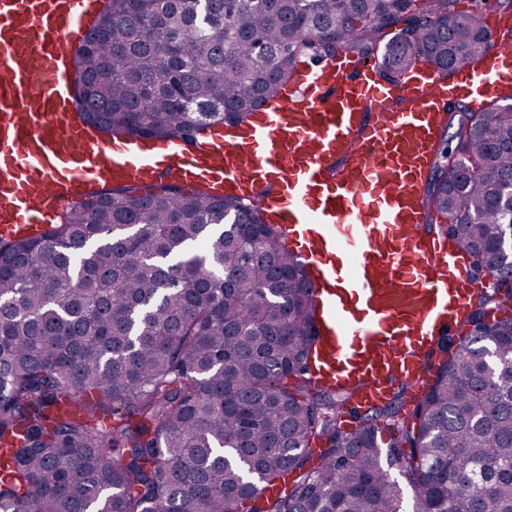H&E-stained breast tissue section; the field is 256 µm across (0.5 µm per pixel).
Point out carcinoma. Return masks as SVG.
Segmentation results:
<instances>
[{
  "instance_id": "carcinoma-1",
  "label": "carcinoma",
  "mask_w": 512,
  "mask_h": 512,
  "mask_svg": "<svg viewBox=\"0 0 512 512\" xmlns=\"http://www.w3.org/2000/svg\"><path fill=\"white\" fill-rule=\"evenodd\" d=\"M451 2L110 0L74 65L100 132L193 144L308 51L389 81L476 61L484 17ZM461 113L424 208L496 287L409 414L406 383L372 409L312 384V285L265 190L117 182L0 240V512H404L402 482L412 512H512V107Z\"/></svg>"
}]
</instances>
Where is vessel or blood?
Here are the masks:
<instances>
[{
	"mask_svg": "<svg viewBox=\"0 0 512 512\" xmlns=\"http://www.w3.org/2000/svg\"><path fill=\"white\" fill-rule=\"evenodd\" d=\"M97 17L94 0H0V239L40 232L62 202L112 179L148 183L164 171L241 196L267 190L320 303L314 382L357 388L365 408L399 382L422 391L435 336L458 331L494 282L425 224V177L451 105L481 112L512 95V17L493 16L494 47L450 79L424 63L390 83L352 53L310 61L234 134L147 147L70 120L78 101L68 48Z\"/></svg>",
	"mask_w": 512,
	"mask_h": 512,
	"instance_id": "vessel-or-blood-1",
	"label": "vessel or blood"
}]
</instances>
